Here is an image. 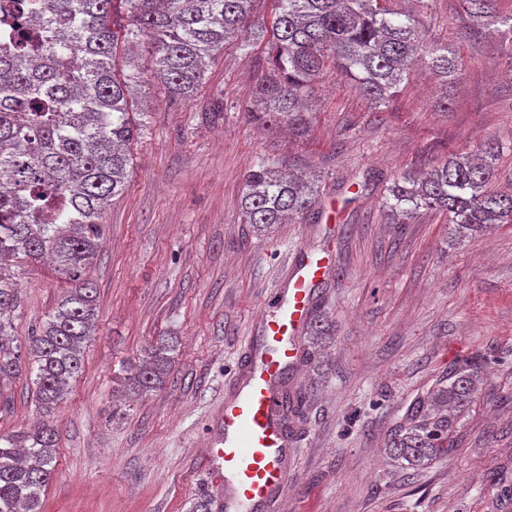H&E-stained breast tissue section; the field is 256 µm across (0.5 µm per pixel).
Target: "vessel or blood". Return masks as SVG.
<instances>
[{"mask_svg":"<svg viewBox=\"0 0 512 512\" xmlns=\"http://www.w3.org/2000/svg\"><path fill=\"white\" fill-rule=\"evenodd\" d=\"M329 258L300 264L261 301L260 351L249 354L240 381L224 398L204 456L214 500L224 512H262L287 481V435L279 417L278 380L299 356L314 298Z\"/></svg>","mask_w":512,"mask_h":512,"instance_id":"obj_1","label":"vessel or blood"}]
</instances>
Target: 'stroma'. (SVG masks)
Segmentation results:
<instances>
[{
	"label": "stroma",
	"mask_w": 512,
	"mask_h": 512,
	"mask_svg": "<svg viewBox=\"0 0 512 512\" xmlns=\"http://www.w3.org/2000/svg\"><path fill=\"white\" fill-rule=\"evenodd\" d=\"M410 11L423 37L465 67L441 88L418 67L375 108L335 75L314 92L312 125L291 140L242 117L268 66L263 43H233L211 60L192 100L149 82L137 111L127 188L102 216L104 242L87 273L98 323L50 422L56 474L43 512H189L211 483L200 469L210 427L260 342V297L303 256L331 255L315 292L329 336H302L311 361L290 368L314 385L290 419L288 480L267 512H512V224L457 242L442 212L395 224L391 183L458 154L501 147L490 191H512V35L473 26L460 0H383ZM223 115H214L215 106ZM262 157L314 174L319 200L294 224L255 234L239 201ZM27 346L65 288L48 265L15 260ZM172 338L175 362L157 389L121 383L142 350ZM488 357L448 456L409 472L387 453L396 425L457 359ZM29 378L0 394V432L39 420Z\"/></svg>",
	"instance_id": "obj_1"
}]
</instances>
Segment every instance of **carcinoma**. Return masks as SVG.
Segmentation results:
<instances>
[{"label":"carcinoma","mask_w":512,"mask_h":512,"mask_svg":"<svg viewBox=\"0 0 512 512\" xmlns=\"http://www.w3.org/2000/svg\"><path fill=\"white\" fill-rule=\"evenodd\" d=\"M257 0H4L0 11L27 17L37 29L0 43V389L27 374L46 413L84 368L83 349L98 317L97 289L86 268L102 247L101 217L128 182L130 148L142 130L134 96L148 82L135 61L118 67L120 47L147 39L151 77L176 98H189L206 79L208 61L224 45L250 34L266 43L269 67L244 118L266 130L301 136L311 123L308 98L333 73L353 83L370 105L389 103L409 70L427 63L442 82L454 81L462 61L446 46L425 43L410 15L381 0H270V17ZM483 26L497 16L496 0H462ZM500 147L475 163L451 157L424 177L403 174L388 188L386 207L398 224L420 210L448 213L462 242L495 224L512 223V195L487 189ZM319 180L284 175L260 159L246 175L243 223L258 232L311 211ZM48 258L71 284L29 338L14 344L19 284L4 272L13 259ZM175 346L159 339L126 377V391L159 387ZM475 358H465L408 409L394 429L392 459L419 466L448 455L460 418L476 393ZM58 437L38 425L0 434V512H43L42 495L56 472Z\"/></svg>","instance_id":"obj_1"}]
</instances>
